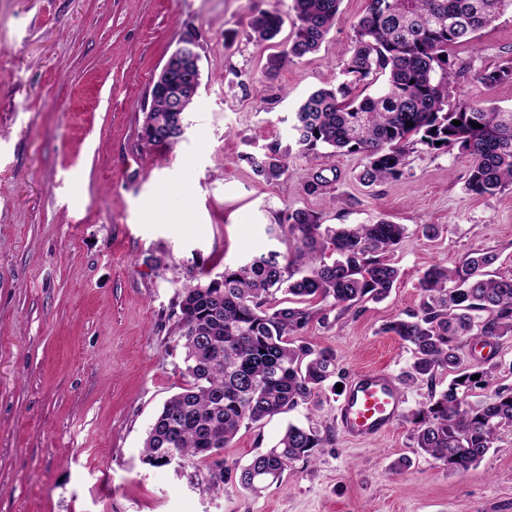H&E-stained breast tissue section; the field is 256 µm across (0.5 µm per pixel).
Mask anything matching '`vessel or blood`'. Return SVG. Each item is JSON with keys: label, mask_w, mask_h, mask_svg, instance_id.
Listing matches in <instances>:
<instances>
[{"label": "vessel or blood", "mask_w": 512, "mask_h": 512, "mask_svg": "<svg viewBox=\"0 0 512 512\" xmlns=\"http://www.w3.org/2000/svg\"><path fill=\"white\" fill-rule=\"evenodd\" d=\"M405 400L392 375L382 369L358 371L339 407L343 433L360 439L385 433L404 410Z\"/></svg>", "instance_id": "vessel-or-blood-1"}]
</instances>
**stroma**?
Segmentation results:
<instances>
[{
    "mask_svg": "<svg viewBox=\"0 0 512 512\" xmlns=\"http://www.w3.org/2000/svg\"><path fill=\"white\" fill-rule=\"evenodd\" d=\"M367 3L342 0L321 49L270 79L271 50L249 42L248 21L276 9L287 44L293 0H0V512H512V430L465 472L420 452L401 420L374 439L340 435L258 496L191 491L142 461L156 415L186 384L179 293L194 275L292 250L269 230L284 209L406 227L388 297L332 311L303 336L335 352L341 384L408 370L410 348L383 326L417 308L428 268L484 250L512 277V186L467 193L458 149H415L409 178L367 187L362 156L293 147L302 100L344 81L340 53ZM188 25L203 44L201 87L179 142L148 150L152 79ZM458 53L512 57V12ZM275 141L288 171L268 183L245 156ZM318 168L338 173L330 195L304 191ZM339 401L326 387L317 405L242 426L226 461L247 464L291 423L335 426ZM403 457L411 466L395 473Z\"/></svg>",
    "mask_w": 512,
    "mask_h": 512,
    "instance_id": "35a3bbf8",
    "label": "stroma"
}]
</instances>
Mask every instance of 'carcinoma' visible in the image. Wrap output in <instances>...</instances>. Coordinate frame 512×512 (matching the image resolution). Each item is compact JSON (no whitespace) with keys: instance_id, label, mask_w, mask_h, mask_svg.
Listing matches in <instances>:
<instances>
[{"instance_id":"1","label":"carcinoma","mask_w":512,"mask_h":512,"mask_svg":"<svg viewBox=\"0 0 512 512\" xmlns=\"http://www.w3.org/2000/svg\"><path fill=\"white\" fill-rule=\"evenodd\" d=\"M294 2L296 31L284 50L268 58L270 76L320 49L342 0ZM509 9L512 0H368L353 25L352 43L341 52L347 80L312 92L297 109L293 130L300 150L309 154L327 145L359 154L365 163L358 180L373 186L408 176L406 155L418 145L430 152L456 148L469 159L468 193L492 196L512 186V109L461 97L449 102L450 89L464 77L487 89L512 80V58L477 66L454 55ZM282 25L277 11H261L249 21L250 37L263 45ZM192 69L185 61L171 69L165 86L153 87L140 133L146 148L177 143L180 113L172 111L173 102L185 112L193 104L187 79ZM377 82L374 95H355L359 86ZM287 156L276 143L246 160L272 182L286 173ZM336 179L315 170L305 191L325 194ZM270 230L296 242L292 255L270 251L183 289L174 335L188 386L166 401L143 444L144 463L165 466L173 452L185 463L184 478L209 494L227 487L256 494L282 482L293 463L334 446L331 429L290 424L277 446L246 465L223 457L242 424L257 425L313 402L336 375L333 350H316L293 337L313 319L327 320L339 305L385 299L399 277L388 253L405 236L402 224L379 219L333 228L311 211L287 209ZM496 259L491 252H471L452 267L427 269L419 277L418 308L383 327L412 349L402 383L431 381L443 369L454 374L410 421L416 447L455 472L478 464L499 430L512 426L511 386L498 388L489 402L468 401L497 364L462 368L472 330L490 347L512 336V277L490 270ZM279 293L296 297L295 305H283ZM318 301L323 306L312 308Z\"/></svg>"}]
</instances>
